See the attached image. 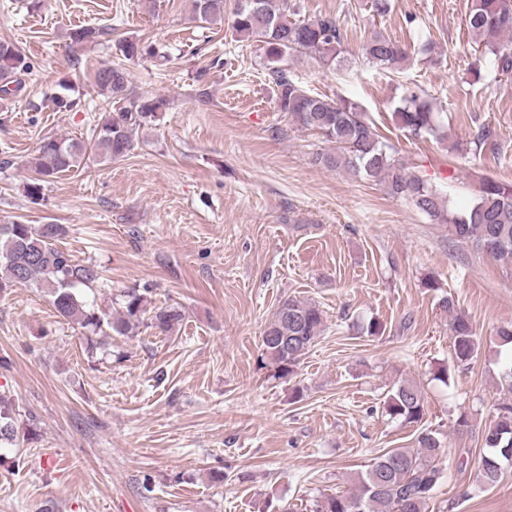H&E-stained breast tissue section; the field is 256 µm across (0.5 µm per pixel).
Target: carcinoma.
<instances>
[{
  "instance_id": "1",
  "label": "carcinoma",
  "mask_w": 512,
  "mask_h": 512,
  "mask_svg": "<svg viewBox=\"0 0 512 512\" xmlns=\"http://www.w3.org/2000/svg\"><path fill=\"white\" fill-rule=\"evenodd\" d=\"M194 8L201 24L224 22V0H194ZM295 15L291 0H236L232 36L237 42L262 46L265 70L276 88L280 111L291 114L300 126L333 144L330 151L315 154L314 164L383 182L390 195L412 204L437 223L448 225V232L456 240L511 266L512 185L485 179L467 210L449 211L435 185L395 159L359 105L342 97L310 93L291 79L285 65L289 57L304 54L333 63L343 52V33L335 18L297 19ZM465 21L476 43L493 55L497 71L511 74L512 0H471ZM106 35V30L93 26H78L70 32L76 44L99 42ZM117 49L128 60L154 54L151 46L132 38L119 40ZM363 50L368 62L381 70H393L408 57L407 48L380 32L371 33ZM30 69L14 42L0 40L1 100L22 89V76ZM92 82L109 103L117 105V111L96 126L90 146L62 137L40 141L37 155L30 162L34 177L23 186L25 196L35 203L41 199L43 182L80 168L87 152L110 161L120 160L135 147L134 130L162 117L166 100L132 96L125 68H98L92 72ZM59 87L52 97L56 111H73L77 105L72 95L74 87L64 81ZM393 119L416 140L439 131L438 115L417 86L405 89ZM496 138L493 128L479 126L471 139L474 152L495 149ZM65 233L62 224L35 227L20 221L1 223L0 293L19 286L37 288L50 298L61 317L93 335L127 336L146 314L151 327L160 334L170 333L181 324L182 310L174 305H152V288L147 285L126 292L122 311L115 315L91 303L86 288L100 278V272L94 264L79 262L56 247L55 242ZM439 305L455 313L450 322L454 360L456 365L466 366L479 350L472 323L457 312L455 301L448 296H441ZM324 327L319 305L295 297L280 300L262 336L264 358L274 368L272 377H290ZM384 410L392 419L420 422L424 415L420 388L409 381L400 382L387 396ZM16 440L14 416L0 393V445H13ZM482 442L485 453L480 458L478 480L485 487H493L500 481L502 463L512 460L504 453V449H512V402L500 405L496 419L482 432ZM444 452L435 433L423 429L418 433L417 447L391 448L374 457L361 473L355 493L328 496L317 504V512H428L429 502L444 478L440 466Z\"/></svg>"
}]
</instances>
